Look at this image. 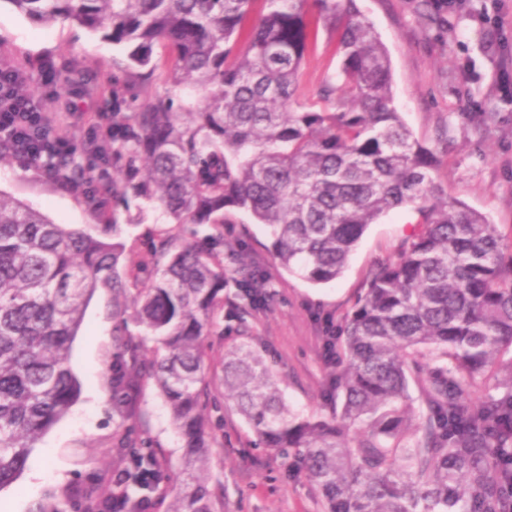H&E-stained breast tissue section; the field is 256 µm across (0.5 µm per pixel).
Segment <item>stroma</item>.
I'll use <instances>...</instances> for the list:
<instances>
[{"label":"stroma","mask_w":512,"mask_h":512,"mask_svg":"<svg viewBox=\"0 0 512 512\" xmlns=\"http://www.w3.org/2000/svg\"><path fill=\"white\" fill-rule=\"evenodd\" d=\"M385 43L393 69L395 105L415 137L438 157L436 183L488 215L512 238V99L497 85L500 60L512 53V0H450L443 11L425 15L420 0H358ZM498 15L491 24L489 15ZM122 52L69 23L42 25L0 0V66H37L45 60L70 69L66 90L34 77L54 122L71 137L101 135L112 118V63ZM338 65L335 45L319 33L303 66L300 90L315 98ZM0 191L22 200L55 223L102 234L106 215L94 210L78 190L47 179L40 165H0ZM224 226L225 269L233 253L245 250L266 270L272 297L264 307L239 316L235 283L224 290V307L203 342L208 393L206 411L212 437L204 468L219 498L217 512H322L305 475H292L291 459L255 447L243 419L224 406V351L241 342L263 350L278 375L289 404L305 414L324 411L328 336L338 331L378 261L394 256L414 230L413 213L402 207L370 225L343 275L313 285L273 266L268 238L259 224L229 212ZM112 291L98 288L85 307L72 344L71 366L80 393L69 413L38 442L29 473L0 490V512H10L30 472L45 480L24 496L23 512L53 503L58 512H85L72 489L95 486L110 496L112 433L120 418L112 403ZM138 427L159 448L165 466L161 486L175 487L171 467L183 453L168 407L152 382H145Z\"/></svg>","instance_id":"stroma-1"}]
</instances>
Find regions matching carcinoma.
<instances>
[{"mask_svg":"<svg viewBox=\"0 0 512 512\" xmlns=\"http://www.w3.org/2000/svg\"><path fill=\"white\" fill-rule=\"evenodd\" d=\"M7 2L123 51L112 64V143H75L55 163L100 209L139 224L143 207L132 216L131 203L143 201L180 232L152 238L151 262L135 264L117 221L112 238L92 236L0 191V490L73 405L71 344L105 286L122 418L113 468L125 475L112 503L149 512L162 458L132 448L151 380L184 441L167 512H215L200 474L210 448L202 341L224 301L225 213L263 225L273 263L321 285L343 274L369 225L409 206L416 231L370 271L341 326L330 416L294 411L250 344L224 352V401L255 445L293 458L324 512H512V245L435 182L438 159L394 105L390 56L356 0ZM314 22L338 57L315 101L299 96ZM109 155L110 180L96 171ZM236 262L242 299L265 305L266 273L243 255ZM131 321L164 353L145 360ZM480 385L500 394L477 400Z\"/></svg>","mask_w":512,"mask_h":512,"instance_id":"carcinoma-1","label":"carcinoma"}]
</instances>
